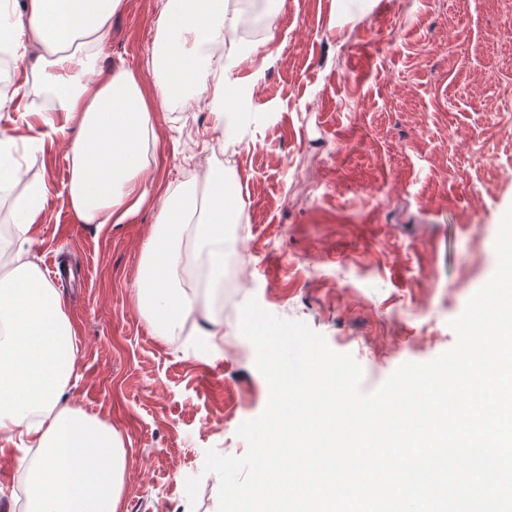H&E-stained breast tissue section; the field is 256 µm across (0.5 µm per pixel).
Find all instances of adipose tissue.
Returning <instances> with one entry per match:
<instances>
[{"label":"adipose tissue","mask_w":512,"mask_h":512,"mask_svg":"<svg viewBox=\"0 0 512 512\" xmlns=\"http://www.w3.org/2000/svg\"><path fill=\"white\" fill-rule=\"evenodd\" d=\"M123 0H0V32L13 58L32 57L54 96L39 113L45 138L68 143L64 191L87 224H123L153 190L157 117L183 89L227 99L209 78L224 67V43L235 29L224 0H160L158 46L145 66L153 92L127 69L103 70V34ZM33 182L20 200L17 249L0 268V442L33 447L25 470L22 512H117L127 468L111 425L64 400L75 377L78 342L63 301L28 244L48 194ZM222 173L207 171L202 194L168 188L142 248L134 301L156 335H175L187 321L202 335L224 330L194 297L185 276L186 249L205 254L208 279L224 280L226 226L233 221Z\"/></svg>","instance_id":"obj_1"}]
</instances>
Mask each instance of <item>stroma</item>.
Listing matches in <instances>:
<instances>
[{
	"label": "stroma",
	"instance_id": "35a3bbf8",
	"mask_svg": "<svg viewBox=\"0 0 512 512\" xmlns=\"http://www.w3.org/2000/svg\"><path fill=\"white\" fill-rule=\"evenodd\" d=\"M273 25L237 39L244 57L223 75L243 110L222 119L186 89L157 119L154 196L210 169L224 174L237 213L226 270L239 288H200L224 323L209 359L186 331L156 336L133 302L154 204L124 224H85L62 190V145L39 146L23 113L49 86L31 67L17 130L27 171L0 197L14 223L30 180L52 191L30 252L54 281L78 340L71 404L121 436L127 476L118 512H217L207 450L243 455L240 424L269 387L239 330L256 299L301 321L363 370L376 390L401 364L451 348L450 320L496 269L494 241L512 207V0H271ZM158 0H124L103 37L102 64L143 72L157 36ZM15 444L0 447V512L22 497Z\"/></svg>",
	"mask_w": 512,
	"mask_h": 512
}]
</instances>
